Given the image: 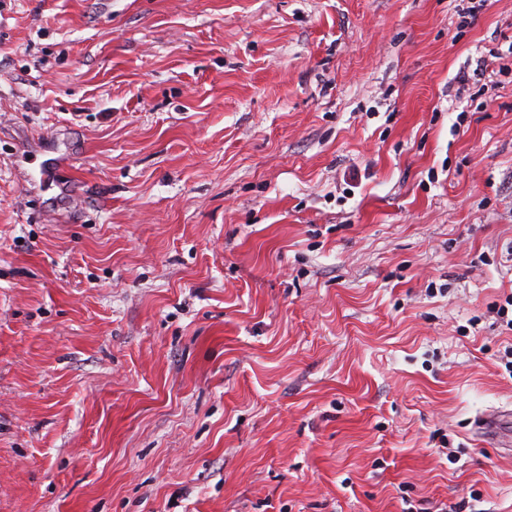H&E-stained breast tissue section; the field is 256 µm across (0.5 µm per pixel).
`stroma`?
Instances as JSON below:
<instances>
[{
	"label": "stroma",
	"instance_id": "35a3bbf8",
	"mask_svg": "<svg viewBox=\"0 0 512 512\" xmlns=\"http://www.w3.org/2000/svg\"><path fill=\"white\" fill-rule=\"evenodd\" d=\"M0 0V512H512V0Z\"/></svg>",
	"mask_w": 512,
	"mask_h": 512
}]
</instances>
